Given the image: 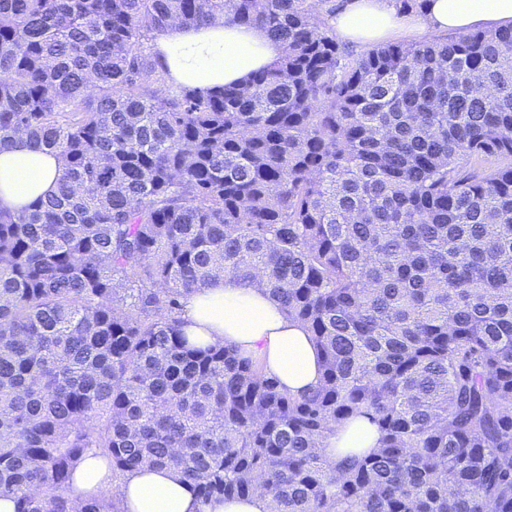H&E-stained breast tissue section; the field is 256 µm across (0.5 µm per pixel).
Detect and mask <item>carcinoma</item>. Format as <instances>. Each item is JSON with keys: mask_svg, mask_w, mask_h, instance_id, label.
Returning a JSON list of instances; mask_svg holds the SVG:
<instances>
[{"mask_svg": "<svg viewBox=\"0 0 512 512\" xmlns=\"http://www.w3.org/2000/svg\"><path fill=\"white\" fill-rule=\"evenodd\" d=\"M326 0H0V148L62 159L0 212V495L78 502L95 449L204 502L268 512H512V28L389 43L349 66ZM283 45L244 85L171 81L174 24ZM262 274L321 376L279 389L230 342L188 345L180 298ZM381 448L334 465L350 418Z\"/></svg>", "mask_w": 512, "mask_h": 512, "instance_id": "carcinoma-1", "label": "carcinoma"}]
</instances>
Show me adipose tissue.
Returning <instances> with one entry per match:
<instances>
[{
	"instance_id": "ef3b65f1",
	"label": "adipose tissue",
	"mask_w": 512,
	"mask_h": 512,
	"mask_svg": "<svg viewBox=\"0 0 512 512\" xmlns=\"http://www.w3.org/2000/svg\"><path fill=\"white\" fill-rule=\"evenodd\" d=\"M340 41L380 43L394 35L469 32L512 27V0H426L420 18L398 16L393 0H342L331 19ZM155 49L175 83L206 90L245 83L270 65L281 44L265 29L239 25H176L159 35ZM62 173L59 157L18 137L0 149V210L22 213L37 198L53 193ZM181 318L190 345L233 343L239 352L259 361L288 394H306L318 381L316 351L299 321L289 318L267 288L217 276L208 287L181 300ZM380 442L376 425L356 416L319 442L333 463L375 451ZM117 486L122 512H267V500L254 493L249 500L202 502L193 485L170 469L141 468L114 477L106 457L85 454L74 467L70 496L89 499Z\"/></svg>"
}]
</instances>
